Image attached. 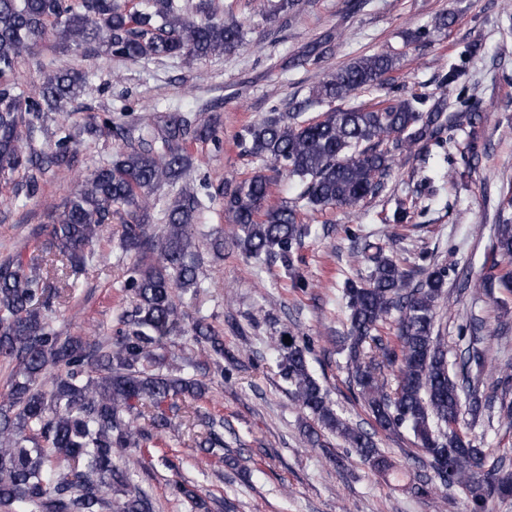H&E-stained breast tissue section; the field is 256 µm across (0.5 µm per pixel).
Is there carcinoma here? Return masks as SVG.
Returning a JSON list of instances; mask_svg holds the SVG:
<instances>
[{"mask_svg": "<svg viewBox=\"0 0 512 512\" xmlns=\"http://www.w3.org/2000/svg\"><path fill=\"white\" fill-rule=\"evenodd\" d=\"M53 49L103 54L122 61L173 59L185 66L223 56L244 44L243 22L231 11L218 17L215 0H0V175L23 171L16 194L42 196L46 177L71 167L73 135L49 130L44 118L64 112L80 96L86 75L44 68L30 88L15 81L19 61L42 42ZM399 57L390 52L359 56L328 73L317 95L346 102L363 89L382 85ZM425 94L371 106L332 108L314 119L301 112H271L239 136L259 168L224 196V211L238 224L236 246L248 259L281 260L293 271V251L306 225L297 206L266 204L280 175L303 186L302 206L352 211L379 196L396 157L422 152L443 135L475 126L485 113L450 112L445 98L426 110ZM147 126V134L140 133ZM85 131L107 135L122 152L98 165L63 206L52 210L47 245L75 274L96 255L95 244L116 215L123 217L122 252L152 254L128 268L123 291L134 308L127 328L107 342L57 329L51 320L57 292L41 259L21 254L0 261V360L13 365L0 394V512H154L151 497L133 483L145 450L157 447L172 427L167 411L186 394L202 397L206 381L224 379V345L206 318L183 325L179 299L198 295L200 243L197 222L209 194L186 181L191 159L185 144L217 132L213 116L171 113L157 119L90 115ZM44 147L36 148L37 143ZM180 184L165 209L159 233L149 231L156 193ZM492 253L498 271L477 281L485 294H512V217L495 225ZM360 255L368 274L344 282L346 334L338 337L350 383L384 430L410 431L448 487L468 494L469 512H487L494 495H512V469L456 429L468 413L491 408L483 398L485 354L473 336L460 369L448 364V345L435 330L437 310L448 297V268L432 264L423 279L367 243ZM390 327L393 335H383ZM211 351V365L197 374L193 360L167 363L168 349L183 338ZM274 338L279 375L294 402L307 413L305 434L320 444L327 432L355 449L373 468L392 469L369 432L334 408L311 370L307 341L289 334ZM151 414L153 430L135 420ZM224 460V441L211 431L198 443ZM173 494L197 503L194 485L172 484Z\"/></svg>", "mask_w": 512, "mask_h": 512, "instance_id": "obj_1", "label": "carcinoma"}]
</instances>
